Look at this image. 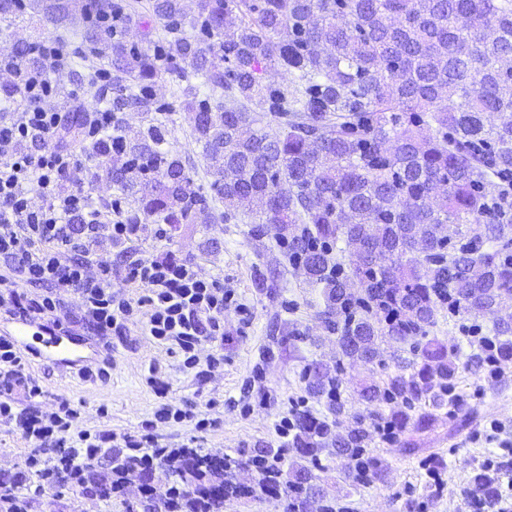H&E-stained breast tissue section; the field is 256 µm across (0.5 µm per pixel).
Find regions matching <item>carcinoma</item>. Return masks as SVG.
<instances>
[{"mask_svg":"<svg viewBox=\"0 0 512 512\" xmlns=\"http://www.w3.org/2000/svg\"><path fill=\"white\" fill-rule=\"evenodd\" d=\"M26 13L58 41L82 20L85 59L112 72L123 104L146 107L142 127L119 124L97 147L100 159L112 147L128 158L112 179L139 202L133 223L212 215L194 161L168 148L175 102L154 88L169 77L194 113L190 137L222 219H250L248 237L273 235L306 271L342 357L384 368L383 343L416 344L412 371L398 365L361 386L366 417L417 430L449 402L457 353L420 343L441 310L493 320L498 358L512 362V322L498 317L512 304V200L501 193L512 179V0H0L1 18ZM135 18L142 44L129 46ZM269 67L282 82L265 81ZM31 74L0 96L14 100ZM100 97L73 109L71 132ZM340 242L353 249L347 264L333 256ZM252 280L273 294L262 266ZM330 381L316 367L307 390L323 395ZM421 403L429 411L412 414ZM295 428L296 452L315 459L331 444L348 476L363 466L382 476L363 422L336 435L302 412ZM311 479L288 485L295 505L314 496ZM469 485L483 499L498 491L484 469Z\"/></svg>","mask_w":512,"mask_h":512,"instance_id":"obj_1","label":"carcinoma"}]
</instances>
